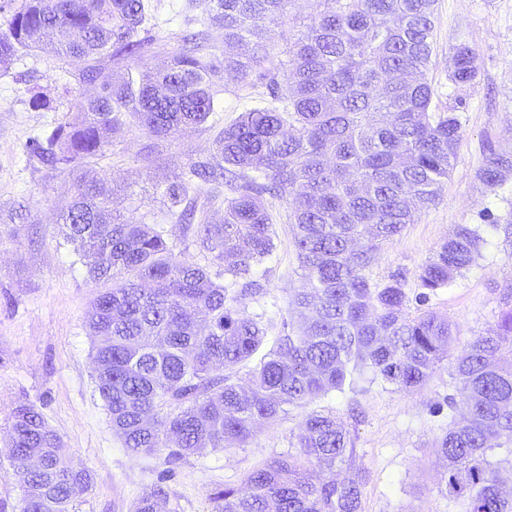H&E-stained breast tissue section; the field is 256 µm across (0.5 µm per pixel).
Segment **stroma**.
I'll return each mask as SVG.
<instances>
[{
	"label": "stroma",
	"instance_id": "35a3bbf8",
	"mask_svg": "<svg viewBox=\"0 0 512 512\" xmlns=\"http://www.w3.org/2000/svg\"><path fill=\"white\" fill-rule=\"evenodd\" d=\"M154 2L161 50L138 59L104 58L112 72L162 67L177 50L176 35L186 19H207L214 6L213 0ZM312 9L309 0H297L273 32L263 68L286 60L290 39L303 32ZM459 44L477 55L479 75L469 87L448 79L449 50ZM83 68L81 60L41 51L0 64V215H17L14 223H0V440L7 435L13 408L34 404L65 453L92 477L73 512H130L166 464L160 455L129 454L112 431L92 378L93 338L86 322L102 285L89 278L57 233L74 179L25 153L31 136L57 125L95 94V87L81 79ZM429 79L434 105L455 109L461 120L453 170L435 203L384 247L369 277L379 287L401 279L407 294L415 295L419 271L455 226H482L484 242L476 264L437 290L428 303L457 326V339L463 342L494 326L503 308L501 291L512 284V233L489 229L485 218L489 212L501 219L512 212V179L490 189L477 177L491 153H512V0H437ZM36 94L53 99L55 111L35 110L30 99ZM245 96V88L226 75L219 84V121L174 140L151 137L131 124L113 133L96 172L112 181L114 216L163 225L175 251L209 264V254L184 236L163 193L189 163L213 158L217 133L243 111ZM271 204L276 251L268 264V295L259 303L246 302L245 310H272L282 318L302 271L287 205L277 198ZM455 387L445 361L417 393L376 384L314 402V409L336 413L354 442L356 462L366 471L361 512H458L439 492L443 468L433 446L439 421L429 414L430 405ZM303 416V410L292 409L244 447L209 450L182 461L167 483L173 512H210L212 489L241 485L261 464L290 453L291 436Z\"/></svg>",
	"mask_w": 512,
	"mask_h": 512
}]
</instances>
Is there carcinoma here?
<instances>
[{
    "instance_id": "cac0c4a2",
    "label": "carcinoma",
    "mask_w": 512,
    "mask_h": 512,
    "mask_svg": "<svg viewBox=\"0 0 512 512\" xmlns=\"http://www.w3.org/2000/svg\"><path fill=\"white\" fill-rule=\"evenodd\" d=\"M294 2L216 0L224 71L261 91L216 138L220 160L190 163L164 190L224 281L176 254L165 228L114 217L106 177H77L61 215L59 233L88 276L111 283L92 301L87 323L112 431L133 455L167 451L170 468L132 512H165L164 482L190 456L243 447L259 426L347 387L420 391L446 359L456 393L431 411L448 410L434 442L446 466L444 494L460 512H512V462L490 455L494 441L512 438V364L504 360L512 355V287L501 293L505 309L494 328L457 349L447 318L409 314L401 280L377 288L368 277L384 244L414 221L411 203L439 197L460 137L455 111L432 115L435 0H316L319 10L287 60L261 74V85L248 82L271 27ZM156 26L151 0H21L0 30V62L35 50L78 57L86 62L82 80L98 88L49 134L29 139V158L70 175L98 164L107 134L128 122L164 140L208 122L221 79L209 26L180 33L162 71H128L115 82L100 67L112 49L144 56ZM478 71L473 49L452 48L454 84L473 85ZM511 176L507 152L478 171L490 187ZM204 185L229 191L220 224L199 206ZM270 198L288 205L304 270L293 317L278 326L241 309L266 294L260 267L275 251ZM481 241L478 229L456 225L417 275L416 300L425 303L473 266ZM291 447L297 453L254 469L241 486L214 488L210 512H361L365 471L335 414L308 412ZM60 448L35 405L15 406L0 454L23 489L22 512H72L91 487L88 470Z\"/></svg>"
}]
</instances>
